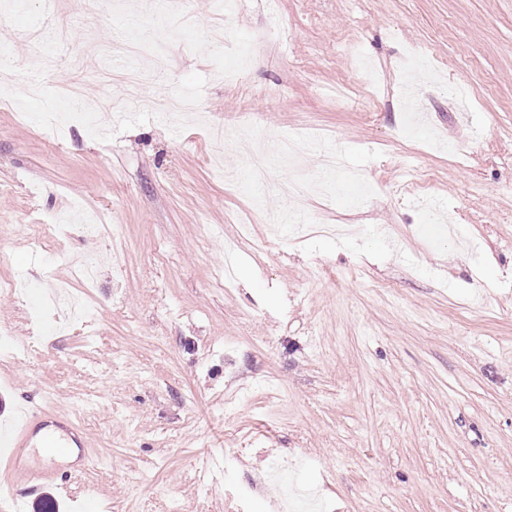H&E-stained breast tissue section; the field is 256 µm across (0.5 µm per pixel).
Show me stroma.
I'll list each match as a JSON object with an SVG mask.
<instances>
[{"instance_id":"obj_1","label":"stroma","mask_w":512,"mask_h":512,"mask_svg":"<svg viewBox=\"0 0 512 512\" xmlns=\"http://www.w3.org/2000/svg\"><path fill=\"white\" fill-rule=\"evenodd\" d=\"M23 0L0 23V420L65 416L93 464L27 501L108 512H280V463L316 512H512V0ZM58 40L45 69L28 31ZM165 30L136 103L126 27ZM247 43L242 80L219 71ZM78 81L92 121L39 97ZM298 167L253 182L211 131ZM341 152L366 198L322 171ZM321 181L307 231L276 186ZM79 211L44 248L36 225ZM96 232L85 231V224ZM100 258L92 281L77 279Z\"/></svg>"}]
</instances>
